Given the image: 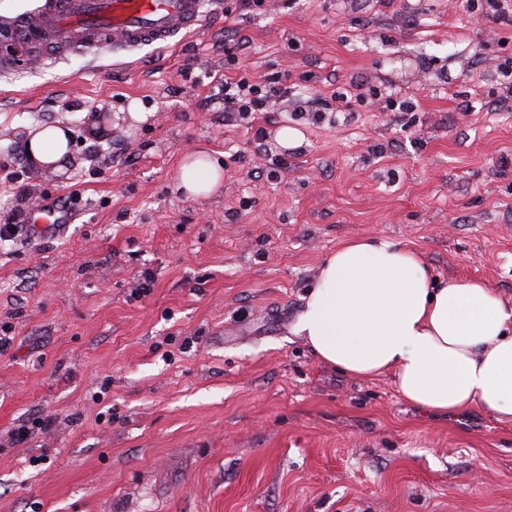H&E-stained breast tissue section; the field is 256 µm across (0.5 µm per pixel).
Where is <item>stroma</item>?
Masks as SVG:
<instances>
[{"label": "stroma", "mask_w": 512, "mask_h": 512, "mask_svg": "<svg viewBox=\"0 0 512 512\" xmlns=\"http://www.w3.org/2000/svg\"><path fill=\"white\" fill-rule=\"evenodd\" d=\"M483 2L207 0L188 37L0 73V178L26 185L0 212L71 214L0 245V512H512V423L420 409L291 333L354 239L512 303V27L477 20ZM245 73L287 96L227 115ZM55 123L60 172L25 151ZM200 150L224 180L192 197L179 169ZM60 214V215H58ZM71 218L67 213L55 209H38L26 216L28 227L37 235L49 234L57 230L61 224H69Z\"/></svg>", "instance_id": "35a3bbf8"}]
</instances>
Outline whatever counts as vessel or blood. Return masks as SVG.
I'll use <instances>...</instances> for the list:
<instances>
[{
    "label": "vessel or blood",
    "mask_w": 512,
    "mask_h": 512,
    "mask_svg": "<svg viewBox=\"0 0 512 512\" xmlns=\"http://www.w3.org/2000/svg\"><path fill=\"white\" fill-rule=\"evenodd\" d=\"M205 21L203 0H44L33 12L1 26L0 43L22 49L49 46L65 53L92 47L133 49L168 42ZM68 221L67 214L50 208L26 217L38 235Z\"/></svg>",
    "instance_id": "obj_1"
}]
</instances>
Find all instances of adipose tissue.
Segmentation results:
<instances>
[{"label":"adipose tissue","mask_w":512,"mask_h":512,"mask_svg":"<svg viewBox=\"0 0 512 512\" xmlns=\"http://www.w3.org/2000/svg\"><path fill=\"white\" fill-rule=\"evenodd\" d=\"M36 165L64 170L69 133L32 130ZM224 169L204 153L187 155L179 188L207 196ZM324 363L359 378L390 372L407 402L431 411L479 404L512 422V305L485 282L435 286L420 255L387 241L354 240L324 262L291 327Z\"/></svg>","instance_id":"ef3b65f1"}]
</instances>
